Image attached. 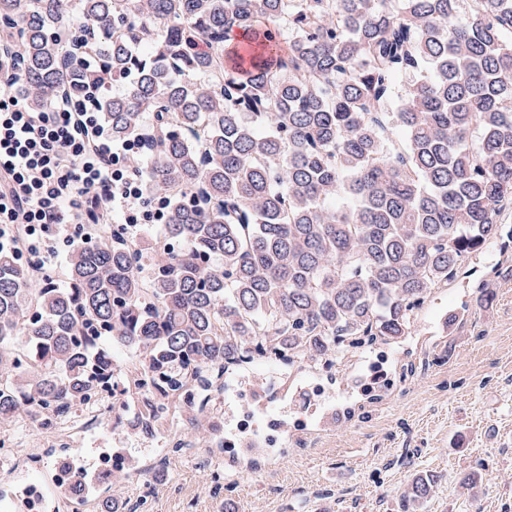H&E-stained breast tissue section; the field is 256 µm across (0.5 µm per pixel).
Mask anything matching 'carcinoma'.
I'll return each instance as SVG.
<instances>
[{"mask_svg":"<svg viewBox=\"0 0 512 512\" xmlns=\"http://www.w3.org/2000/svg\"><path fill=\"white\" fill-rule=\"evenodd\" d=\"M71 9L90 35L65 32ZM0 32L36 108L124 84L104 122L142 136L147 193L169 200L148 237L76 240L64 286L0 250V425L50 429L110 388L143 402L129 433L160 409L212 447L229 366L398 344L512 239V0H0ZM436 483L415 477L406 507Z\"/></svg>","mask_w":512,"mask_h":512,"instance_id":"carcinoma-1","label":"carcinoma"}]
</instances>
